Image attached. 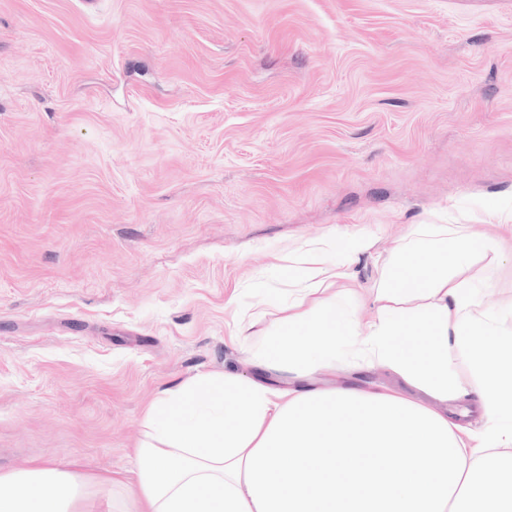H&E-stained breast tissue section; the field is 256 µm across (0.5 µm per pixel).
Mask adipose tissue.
I'll list each match as a JSON object with an SVG mask.
<instances>
[{"mask_svg": "<svg viewBox=\"0 0 512 512\" xmlns=\"http://www.w3.org/2000/svg\"><path fill=\"white\" fill-rule=\"evenodd\" d=\"M501 249L463 224L417 225L366 297L307 260L255 353L259 377L203 375L163 392L142 419L132 478L106 481V512H512V328L503 310L473 315ZM486 333L496 343L476 345ZM339 357L386 367L438 404L268 380ZM472 394L478 432L446 408ZM90 497L67 464L0 473V512H91Z\"/></svg>", "mask_w": 512, "mask_h": 512, "instance_id": "1", "label": "adipose tissue"}]
</instances>
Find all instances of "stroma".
<instances>
[{"label": "stroma", "instance_id": "stroma-1", "mask_svg": "<svg viewBox=\"0 0 512 512\" xmlns=\"http://www.w3.org/2000/svg\"><path fill=\"white\" fill-rule=\"evenodd\" d=\"M512 207V0H0V472L127 478L159 392L250 378L289 267ZM374 383L315 366L290 385Z\"/></svg>", "mask_w": 512, "mask_h": 512}]
</instances>
